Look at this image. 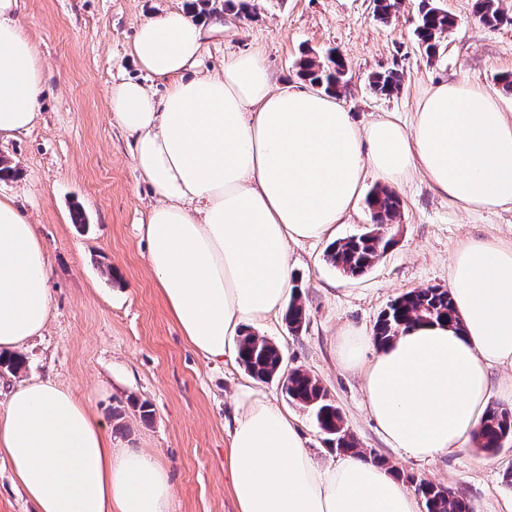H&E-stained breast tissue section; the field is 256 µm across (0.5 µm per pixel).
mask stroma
<instances>
[{
  "instance_id": "obj_1",
  "label": "stroma",
  "mask_w": 512,
  "mask_h": 512,
  "mask_svg": "<svg viewBox=\"0 0 512 512\" xmlns=\"http://www.w3.org/2000/svg\"><path fill=\"white\" fill-rule=\"evenodd\" d=\"M248 15H210L219 32L202 43L201 69L221 74L226 59L261 52L276 86L307 88L299 62L339 50L350 84L339 103L357 125L391 114L411 122L427 88L467 80L499 93L512 113V25L488 27L474 0H440L456 21L428 59L413 30L420 0H401L385 21L373 0H250ZM178 0H21L19 23L34 44L43 71V94L34 127L0 136V163L14 178L0 180V197L14 196L36 224L51 267V314L43 335L22 352L18 372L0 367V405L15 378H52L86 403L115 447L140 448L168 471L175 512H238L228 460L229 416L242 366H217L187 344L147 264L148 244L138 226L155 201L135 167L130 138L112 125L108 94L114 82L134 77L130 56L138 24ZM403 74L391 96L377 94L373 74ZM400 213L381 231L393 245L363 276L339 273L326 260L327 241L290 244L292 283L306 310L299 332L284 319L258 328L276 343L286 368L316 377L339 408L359 447L384 460L395 474L447 488L471 512H501L512 498L503 474L512 447L490 455L467 445L428 462L398 456L363 410L357 375L336 358L340 327L373 330L401 294L448 285L449 263L469 238L512 241V210L464 212L437 194L421 175L395 187ZM82 209L86 222L72 221ZM264 389L293 413L312 456L331 450L308 408L289 401L279 382Z\"/></svg>"
}]
</instances>
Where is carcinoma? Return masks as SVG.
<instances>
[{"mask_svg":"<svg viewBox=\"0 0 512 512\" xmlns=\"http://www.w3.org/2000/svg\"><path fill=\"white\" fill-rule=\"evenodd\" d=\"M475 15L488 26H498L512 20L500 6V0H475ZM455 19L431 0H421V9L414 29L418 44L428 59L439 53L440 38L451 32ZM300 76L326 93L339 95L348 88L345 60L330 53L323 60L307 57L300 64ZM402 73L397 69L373 76L371 86L381 95L389 96L400 89ZM372 222L384 224L396 217L400 201L390 190L374 188L366 198ZM390 240L379 233L367 232L329 245V261L352 276L364 274L385 252ZM442 321L461 328L448 289L428 287L407 292L396 298L378 318L375 335L379 343L391 341L399 331L416 321ZM305 321V309L299 297L291 296L285 314L289 330L297 332ZM239 363L253 378L260 381L273 379L281 382V389L289 400L311 409L315 422L331 449L347 453H360L358 443L344 424L339 409L327 398L319 381L305 370L284 368L283 355L276 344L263 336L247 333L240 340ZM476 448L495 454L506 444H512V410L500 406L488 407L484 420L474 435ZM415 492L424 502L425 512H470L463 499H450L431 483L408 476Z\"/></svg>","mask_w":512,"mask_h":512,"instance_id":"obj_1","label":"carcinoma"}]
</instances>
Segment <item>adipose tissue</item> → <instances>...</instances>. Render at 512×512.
I'll return each instance as SVG.
<instances>
[{
	"instance_id": "obj_1",
	"label": "adipose tissue",
	"mask_w": 512,
	"mask_h": 512,
	"mask_svg": "<svg viewBox=\"0 0 512 512\" xmlns=\"http://www.w3.org/2000/svg\"><path fill=\"white\" fill-rule=\"evenodd\" d=\"M0 0V134L28 131L42 72L19 21ZM210 22L193 0L144 19L131 55L146 77L112 85L109 116L132 139L137 170L159 204L140 225L146 261L190 347L232 363L250 328L282 316L286 249L329 240L367 176L401 184L422 174L469 212L512 206V119L479 85L442 82L418 99L411 124L384 115L358 128L332 96L274 89L264 57H231L218 78L198 71ZM51 268L37 227L0 198V350L20 351L50 315ZM455 330L417 323L386 344L338 333L339 363L362 382L364 409L400 455L428 460L473 438L491 372L512 370V242L472 238L452 259ZM239 512H421L418 496L356 454L322 463L297 418L253 379L237 384L227 423ZM0 455L39 512H175L167 470L139 448H117L74 393L18 379L0 407Z\"/></svg>"
}]
</instances>
